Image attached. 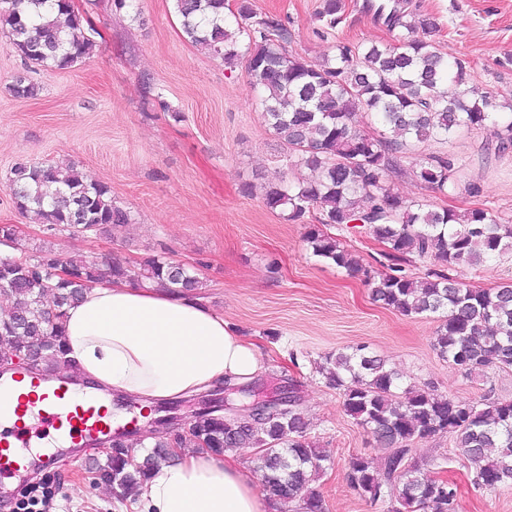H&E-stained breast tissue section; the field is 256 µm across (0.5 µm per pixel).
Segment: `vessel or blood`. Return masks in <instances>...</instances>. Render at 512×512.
<instances>
[{
  "instance_id": "1",
  "label": "vessel or blood",
  "mask_w": 512,
  "mask_h": 512,
  "mask_svg": "<svg viewBox=\"0 0 512 512\" xmlns=\"http://www.w3.org/2000/svg\"><path fill=\"white\" fill-rule=\"evenodd\" d=\"M11 390L0 389V420L10 423L9 428L0 431V500L10 496L2 479L23 476L31 462L34 427L56 434L69 447L84 449L88 454L109 444L114 431L111 419L96 398L73 399L65 378L48 383L37 404L13 402ZM32 417L37 418V426L29 425Z\"/></svg>"
}]
</instances>
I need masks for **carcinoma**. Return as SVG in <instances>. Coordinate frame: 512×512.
<instances>
[{
	"label": "carcinoma",
	"mask_w": 512,
	"mask_h": 512,
	"mask_svg": "<svg viewBox=\"0 0 512 512\" xmlns=\"http://www.w3.org/2000/svg\"><path fill=\"white\" fill-rule=\"evenodd\" d=\"M185 39L234 65L243 59L258 68L256 87L273 134L285 146L288 167L307 168L310 180L284 181L265 193L266 206L291 224L305 225L312 254L350 272L363 273L374 300L403 316L437 315L436 347L467 376L486 368L512 367V282L472 288L449 270L484 266L512 250V224L489 209L436 210L390 190L389 178L409 160L415 176L445 193L458 188L459 166L450 155L423 156L414 149L433 139L447 140L464 129L490 125L495 150L512 148V102L472 83L470 62L452 61L439 50L435 24L415 16L408 0L373 5L396 42L354 46L338 42L320 62L288 50V30L276 18H256L249 0H239L237 27L226 23L225 0H173ZM341 0H323L318 20L330 27L341 20ZM0 26L25 63L68 70L95 46L84 17L66 0H0ZM453 84L452 95L445 86ZM371 115L381 129L370 132L354 120L355 109ZM18 208L52 230L87 226L108 232L129 223L112 200L109 186L74 167L20 164L13 170ZM363 224L386 247V270L377 272L325 226ZM432 259L415 278L406 266ZM61 262L50 251L35 259L0 256V294L12 299L11 314L0 320V356L16 357L29 370L54 375L64 362L62 319L66 307L104 280L156 281L172 292L202 286L197 273L175 268L159 257H145L133 268L117 260L69 262L70 278L53 275ZM357 345L326 358L320 372L343 393L346 412L389 452L381 463L351 460L347 482L370 504L387 512H456L457 486L425 479L408 463L411 446L438 434L453 437L471 467V483L481 489L512 487V400L484 395L477 402L403 385L400 373ZM307 423L297 397L274 410L249 407L219 415L201 411L176 432L151 431L138 453L119 438L105 462L89 466L93 483H104L122 499L151 470L170 458L173 447L190 445L221 453L258 448L264 492L275 505L296 498L306 512H323L311 482L329 456L306 438Z\"/></svg>",
	"instance_id": "cac0c4a2"
}]
</instances>
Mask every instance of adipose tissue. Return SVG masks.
<instances>
[{
  "label": "adipose tissue",
  "mask_w": 512,
  "mask_h": 512,
  "mask_svg": "<svg viewBox=\"0 0 512 512\" xmlns=\"http://www.w3.org/2000/svg\"><path fill=\"white\" fill-rule=\"evenodd\" d=\"M66 374L76 397L142 407L247 384L263 369L259 347L200 296L143 281L87 289L65 316ZM132 512H268L237 453L176 448L135 492Z\"/></svg>",
  "instance_id": "1"
}]
</instances>
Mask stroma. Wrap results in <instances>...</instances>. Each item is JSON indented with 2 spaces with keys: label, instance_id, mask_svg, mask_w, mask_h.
I'll return each instance as SVG.
<instances>
[{
  "label": "stroma",
  "instance_id": "stroma-1",
  "mask_svg": "<svg viewBox=\"0 0 512 512\" xmlns=\"http://www.w3.org/2000/svg\"><path fill=\"white\" fill-rule=\"evenodd\" d=\"M437 27L448 57H466L475 84L512 98V0H411ZM91 25L93 53L58 71L25 65L0 33V224H17V253L41 251L61 260L116 257L135 263L162 255L195 269L203 297L262 350L266 368L254 384L261 395L293 390L307 422V439L331 457L312 484L326 512H387L346 480L352 458L381 459V448L344 406L340 390L319 368L328 356L363 343L369 355L396 368L405 383L476 401L484 394L512 399V368L468 377L436 347L435 316L406 317L374 302L363 275L315 256L305 227L284 221L264 200L288 170L284 147L270 132L254 78L244 61L221 57L184 39L172 0H140L137 10L112 0H79ZM257 17L274 16L292 31L290 48L306 59L330 55L336 41L391 44L395 34L363 7L343 0L336 29L324 30L322 0H252ZM27 77L36 97H16ZM491 128L465 130L449 141L420 145L427 155L453 156L465 193L444 196L407 174L392 191L432 208L492 210L512 221V150L491 151ZM20 163L73 166L110 186L127 225L107 233L47 229L22 213L11 190ZM252 184L244 194L243 184ZM477 288L512 281V252L481 269H455ZM423 477L444 475L458 486L457 512H512V488H474L467 461L451 435L415 445L410 454ZM105 452L54 470L34 468L12 491L21 502L29 484L57 491L51 512H126L127 501L93 484L88 467Z\"/></svg>",
  "mask_w": 512,
  "mask_h": 512
}]
</instances>
